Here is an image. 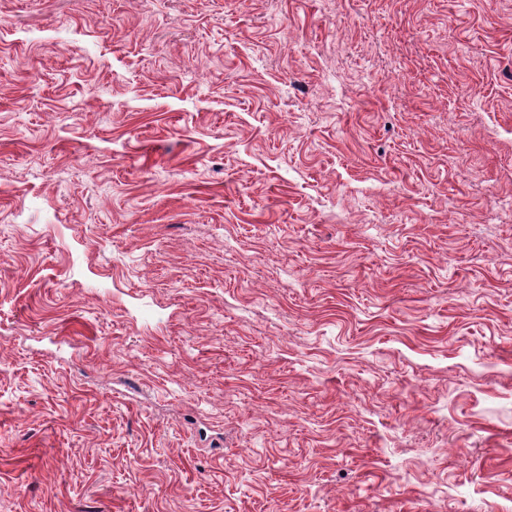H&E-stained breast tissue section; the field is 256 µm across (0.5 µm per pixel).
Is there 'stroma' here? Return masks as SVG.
Wrapping results in <instances>:
<instances>
[{"mask_svg": "<svg viewBox=\"0 0 512 512\" xmlns=\"http://www.w3.org/2000/svg\"><path fill=\"white\" fill-rule=\"evenodd\" d=\"M512 0H0V512H512Z\"/></svg>", "mask_w": 512, "mask_h": 512, "instance_id": "stroma-1", "label": "stroma"}]
</instances>
